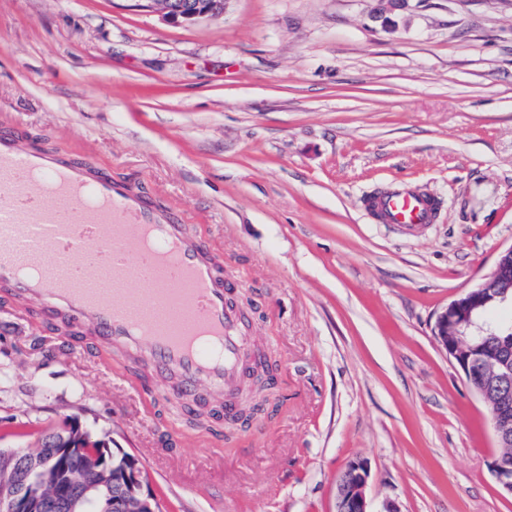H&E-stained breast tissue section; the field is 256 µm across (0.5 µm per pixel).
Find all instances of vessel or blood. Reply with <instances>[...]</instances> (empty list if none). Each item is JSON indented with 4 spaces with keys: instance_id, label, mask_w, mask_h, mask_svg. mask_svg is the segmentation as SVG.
Wrapping results in <instances>:
<instances>
[{
    "instance_id": "b4317fda",
    "label": "vessel or blood",
    "mask_w": 512,
    "mask_h": 512,
    "mask_svg": "<svg viewBox=\"0 0 512 512\" xmlns=\"http://www.w3.org/2000/svg\"><path fill=\"white\" fill-rule=\"evenodd\" d=\"M372 206L389 224L431 222L437 202L412 190ZM0 288L126 346L180 382L177 397L207 382L232 388L246 342L224 265L176 214L114 180L0 131Z\"/></svg>"
}]
</instances>
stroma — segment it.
<instances>
[{
  "label": "stroma",
  "instance_id": "stroma-1",
  "mask_svg": "<svg viewBox=\"0 0 512 512\" xmlns=\"http://www.w3.org/2000/svg\"><path fill=\"white\" fill-rule=\"evenodd\" d=\"M0 130L143 189L238 282L274 413L224 435V396L161 395L144 351L47 323L0 288V448L66 419L129 453L160 512H512L490 414L433 336L512 246V0H0ZM439 203L409 234L367 199ZM134 1L145 2L139 5L158 9L168 20L191 24L223 15L227 2V0H188L184 6L175 8L172 0ZM369 477L370 470L363 460L349 464L337 484L336 512H370L366 497Z\"/></svg>",
  "mask_w": 512,
  "mask_h": 512
}]
</instances>
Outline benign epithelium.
I'll return each mask as SVG.
<instances>
[{
	"mask_svg": "<svg viewBox=\"0 0 512 512\" xmlns=\"http://www.w3.org/2000/svg\"><path fill=\"white\" fill-rule=\"evenodd\" d=\"M145 6L158 9L175 22L195 24L224 14L227 0H187L176 8L172 0H143ZM512 289V246L501 251L492 272L476 286L452 300L436 317L433 335L448 358L462 371L472 389L483 392L485 356L478 346L467 349L450 336H464L472 328L477 334L489 333L492 328L512 333V323L499 321L490 324L482 315L488 304L486 295L506 299ZM278 364L266 350L256 349L246 354L244 381L240 392L247 393L237 409L224 413V428L231 429L258 417L272 402V385ZM493 429L497 444L512 442V394H500ZM61 431L66 436L47 445L43 454L29 448L0 450V512H85L90 496L110 482L121 485L123 493L117 500L106 499L98 512H158L153 496L144 491L140 469L135 462L119 468L111 465L112 453L101 448L85 460L77 454L75 442L91 447L94 441L88 433L70 421ZM62 472L54 489L42 484L47 467ZM370 470L366 462L352 461L339 478L336 492V512H368L366 489Z\"/></svg>",
	"mask_w": 512,
	"mask_h": 512,
	"instance_id": "obj_1",
	"label": "benign epithelium"
}]
</instances>
